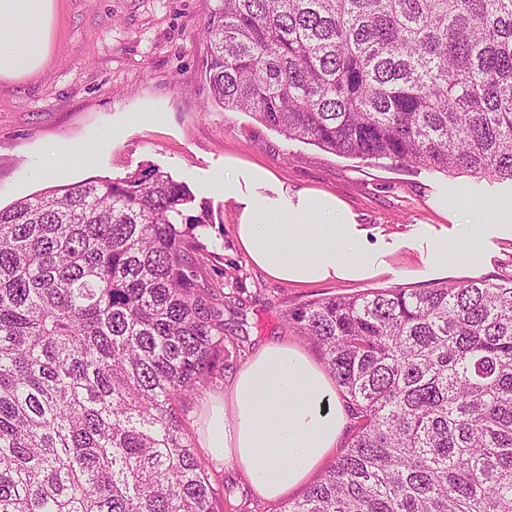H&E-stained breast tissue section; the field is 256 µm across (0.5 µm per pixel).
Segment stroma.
Masks as SVG:
<instances>
[{
  "label": "stroma",
  "instance_id": "obj_1",
  "mask_svg": "<svg viewBox=\"0 0 512 512\" xmlns=\"http://www.w3.org/2000/svg\"><path fill=\"white\" fill-rule=\"evenodd\" d=\"M216 5L217 0H55L44 66L26 78L0 81V206L55 182L119 178L150 168L184 182L210 210L211 224L197 230L211 253L199 276L224 285L225 344L235 352L237 371L264 344L279 339L321 360L288 321L305 301L512 277V234L493 224L477 262L463 268L421 274L415 248L422 225L456 238L466 223L465 212L438 209L439 198L464 192L479 202L512 200L511 183L340 157L214 103L204 77L208 43L202 31ZM58 143L86 149L88 164L54 181L35 177L34 167ZM229 156L269 169L289 189L340 197L369 234L392 246V273L315 285L266 276L238 246V204L217 187ZM211 468L223 477L234 512H279L283 501L260 498L236 465L215 461Z\"/></svg>",
  "mask_w": 512,
  "mask_h": 512
}]
</instances>
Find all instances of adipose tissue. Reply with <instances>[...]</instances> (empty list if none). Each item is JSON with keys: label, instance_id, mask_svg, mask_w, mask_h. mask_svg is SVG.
I'll return each mask as SVG.
<instances>
[{"label": "adipose tissue", "instance_id": "1", "mask_svg": "<svg viewBox=\"0 0 512 512\" xmlns=\"http://www.w3.org/2000/svg\"><path fill=\"white\" fill-rule=\"evenodd\" d=\"M54 0H0V80L39 71L51 43ZM225 199L239 204L240 249L286 283L367 280L385 272V248L327 192L289 190L271 171L227 158ZM345 417L326 373L285 341L262 347L236 375L200 431L211 459L235 463L273 501L300 486L338 444Z\"/></svg>", "mask_w": 512, "mask_h": 512}]
</instances>
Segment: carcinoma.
Masks as SVG:
<instances>
[{"label": "carcinoma", "mask_w": 512, "mask_h": 512, "mask_svg": "<svg viewBox=\"0 0 512 512\" xmlns=\"http://www.w3.org/2000/svg\"><path fill=\"white\" fill-rule=\"evenodd\" d=\"M212 101L364 160L512 182V0H218ZM211 223L154 168L0 208V512H224L180 407L224 378ZM349 418L280 512H512V277L300 304Z\"/></svg>", "instance_id": "cac0c4a2"}]
</instances>
